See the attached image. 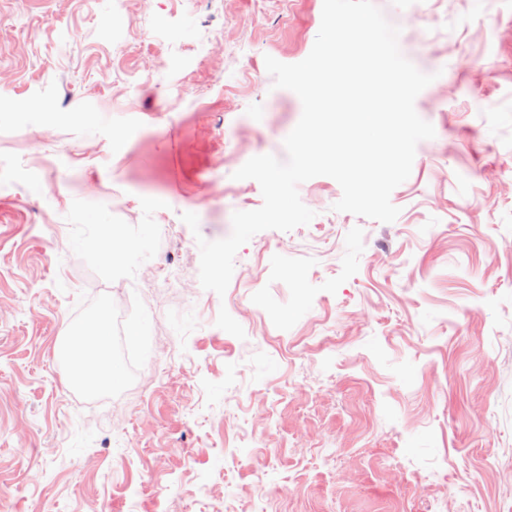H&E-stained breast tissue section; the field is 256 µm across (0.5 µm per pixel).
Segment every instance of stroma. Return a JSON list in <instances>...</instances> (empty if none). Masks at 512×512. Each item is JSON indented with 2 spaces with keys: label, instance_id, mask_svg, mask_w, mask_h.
I'll return each instance as SVG.
<instances>
[{
  "label": "stroma",
  "instance_id": "1",
  "mask_svg": "<svg viewBox=\"0 0 512 512\" xmlns=\"http://www.w3.org/2000/svg\"><path fill=\"white\" fill-rule=\"evenodd\" d=\"M374 3L434 77L398 218L305 181L221 297L197 240L262 206L233 174L302 114L264 58L323 0H0V512H512V0ZM103 311L91 393L54 349Z\"/></svg>",
  "mask_w": 512,
  "mask_h": 512
}]
</instances>
